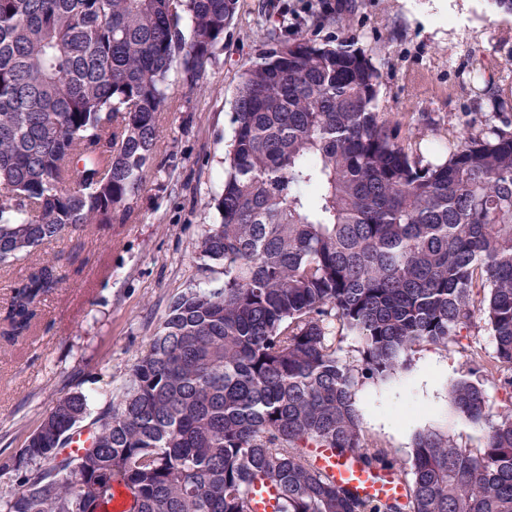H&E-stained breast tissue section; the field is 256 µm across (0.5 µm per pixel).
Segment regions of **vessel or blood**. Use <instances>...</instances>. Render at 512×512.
I'll use <instances>...</instances> for the list:
<instances>
[{"mask_svg":"<svg viewBox=\"0 0 512 512\" xmlns=\"http://www.w3.org/2000/svg\"><path fill=\"white\" fill-rule=\"evenodd\" d=\"M315 460L319 467L335 477L340 483L349 486L361 497H392L405 493L407 486L404 480L393 477L381 480L376 475L362 471L355 462L348 458L337 457L327 448L315 451Z\"/></svg>","mask_w":512,"mask_h":512,"instance_id":"b4317fda","label":"vessel or blood"}]
</instances>
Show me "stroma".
I'll return each instance as SVG.
<instances>
[{"mask_svg": "<svg viewBox=\"0 0 512 512\" xmlns=\"http://www.w3.org/2000/svg\"><path fill=\"white\" fill-rule=\"evenodd\" d=\"M336 22L314 26L316 0H241L212 63L191 92L176 84L162 113V137L144 188L123 222L64 232L33 254L0 264V307L32 264L77 253L78 271L45 297L41 319L15 344L0 345V453L23 447L55 403L74 391L93 395L92 412L128 382L130 369L171 302L193 288L222 286L202 266L198 246L219 215L208 204L224 180L232 135V101L241 72L277 45L284 13H299L289 35L347 46L382 75L377 106L398 112L406 129L441 142L486 123L512 130V12L496 0H332ZM447 12L448 28L426 29L420 15ZM494 340L484 321L448 349L423 346L407 370L360 387L356 400L366 435L393 451L409 478L414 434L437 427L463 447L483 446L480 429L448 398L450 379L490 364Z\"/></svg>", "mask_w": 512, "mask_h": 512, "instance_id": "obj_1", "label": "stroma"}]
</instances>
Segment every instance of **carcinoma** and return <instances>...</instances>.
<instances>
[{"label":"carcinoma","instance_id":"cac0c4a2","mask_svg":"<svg viewBox=\"0 0 512 512\" xmlns=\"http://www.w3.org/2000/svg\"><path fill=\"white\" fill-rule=\"evenodd\" d=\"M239 0H0V262L63 232L125 214L152 167L170 77L189 88L215 58ZM379 74L360 52L303 34L244 70L224 184L200 259L220 288L178 296L128 386L67 451L90 415L73 392L0 457V512H512V376L487 419L472 371L451 405L484 432L474 452L415 433L411 481L362 498L308 448L355 458L379 478L395 455L367 438L359 386L448 348L476 315L512 371V133L488 124L422 155L423 138L377 109ZM62 254L29 268L0 313L14 344L69 277ZM361 341L359 363L337 337Z\"/></svg>","mask_w":512,"mask_h":512}]
</instances>
